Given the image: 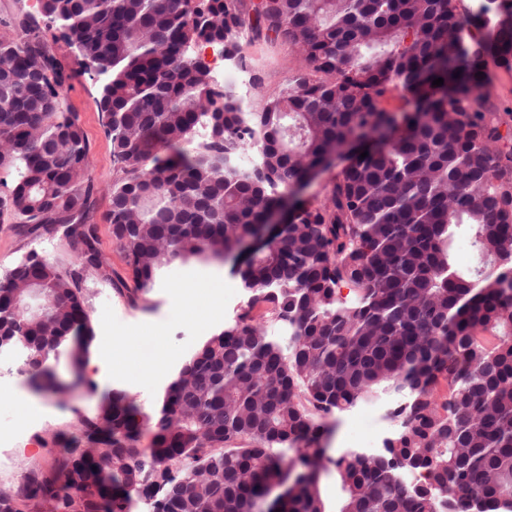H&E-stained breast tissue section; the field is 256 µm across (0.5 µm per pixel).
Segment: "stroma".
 <instances>
[{
  "label": "stroma",
  "instance_id": "stroma-1",
  "mask_svg": "<svg viewBox=\"0 0 512 512\" xmlns=\"http://www.w3.org/2000/svg\"><path fill=\"white\" fill-rule=\"evenodd\" d=\"M32 19L38 21L40 37L67 77L65 104L81 117L92 158L91 178L96 186L93 207L96 215H103L109 207L107 187L112 182L113 165L111 145L96 104V79L84 70L76 48L41 21L37 0H0V31L20 33L24 22ZM240 54L268 91L286 84L301 66L295 51L246 38L241 41ZM99 236L107 272L89 276L83 289L90 318L97 330L111 336L112 360L125 373L112 379L99 370L89 373L95 393L80 390L62 402L42 398L37 414L24 419L13 404V396L19 391L30 392L31 387L26 378L15 373L7 355H0V426L18 421L25 424L14 444L0 446V484L18 485L31 467L51 469L65 445L81 438L83 420L96 414L108 392L124 390L140 404L155 401L166 383L162 365L171 357L187 356L197 342L232 319L237 305L245 300L231 263L189 262L174 266L157 288L137 302H130L127 292L114 286L115 279L126 281L130 274L112 241L108 224H100ZM32 249L63 266L72 260L66 241L24 237L11 225L0 224V274L13 268ZM216 278L224 283V298L219 302L206 287ZM193 283L198 286L196 312L178 317L173 312L174 295Z\"/></svg>",
  "mask_w": 512,
  "mask_h": 512
}]
</instances>
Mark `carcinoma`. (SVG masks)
<instances>
[{"label": "carcinoma", "instance_id": "carcinoma-1", "mask_svg": "<svg viewBox=\"0 0 512 512\" xmlns=\"http://www.w3.org/2000/svg\"><path fill=\"white\" fill-rule=\"evenodd\" d=\"M38 2L99 82L104 220L131 300L178 262L237 256L273 210L290 218L236 267L247 301L158 402L112 390L82 422L95 454L76 444L25 472L0 512H257L285 477L288 494L269 501L280 512H512V125L486 95L491 68L512 69V0L473 17L456 0ZM245 33L304 63L254 112L188 55L203 42L234 58ZM0 62V172L15 174L0 224L62 237L74 255L0 278V322L15 328L0 351L24 356L35 391L63 396L49 361L64 354L83 378L96 330L82 284L106 265L90 148L37 23L0 35ZM395 88L416 111L385 108ZM382 131L323 201L293 198ZM252 148L260 161L240 166ZM463 224L480 264L467 276L450 254ZM376 402L391 431L375 453L327 459L333 505L318 472L325 418Z\"/></svg>", "mask_w": 512, "mask_h": 512}]
</instances>
